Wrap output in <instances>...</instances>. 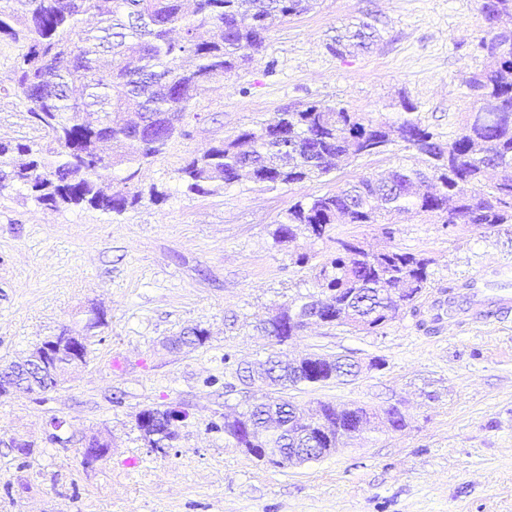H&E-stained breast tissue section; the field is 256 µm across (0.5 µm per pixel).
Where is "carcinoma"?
Returning a JSON list of instances; mask_svg holds the SVG:
<instances>
[{"label": "carcinoma", "instance_id": "cac0c4a2", "mask_svg": "<svg viewBox=\"0 0 512 512\" xmlns=\"http://www.w3.org/2000/svg\"><path fill=\"white\" fill-rule=\"evenodd\" d=\"M6 0L0 5V42L21 45L8 85L29 121L48 138L44 145L0 141V190L21 185L39 205L90 206L117 216L143 199L139 176L161 156L193 100L207 83L248 61L243 50L259 52L265 34L284 20L314 9L319 0ZM491 30L479 39L487 65L474 73L469 89L495 110L481 122L468 120L461 132L441 141L415 118L388 123L342 106L307 105L277 113L256 129L211 146L178 170L187 191L210 193L249 180L271 189L328 174L345 157L383 153L395 141L422 157L424 167L399 166L387 176H361L336 192L298 202L276 229L288 242L295 227L321 239L334 224H377L385 216L436 214L445 224L472 228L512 222V30L497 28L512 18V0H485ZM375 38L362 23L336 36L331 50L366 49ZM125 170L124 189L112 192V169ZM498 179L485 183L489 168ZM333 257L321 265L320 294L337 304L330 324L373 331L396 319L427 287L429 260L399 249L369 252L338 239ZM264 372L281 386L318 384L354 374L340 357L315 359L300 375L270 357ZM295 406L265 395L246 411L224 417V434L240 448L299 443L303 434L318 447L335 448L346 426L363 431L377 415L364 407L337 409L320 402L290 417ZM280 430L251 442L238 434L244 425Z\"/></svg>", "mask_w": 512, "mask_h": 512}]
</instances>
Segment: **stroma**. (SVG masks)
<instances>
[{
    "instance_id": "obj_1",
    "label": "stroma",
    "mask_w": 512,
    "mask_h": 512,
    "mask_svg": "<svg viewBox=\"0 0 512 512\" xmlns=\"http://www.w3.org/2000/svg\"><path fill=\"white\" fill-rule=\"evenodd\" d=\"M362 21L375 26V45L333 53L336 35ZM487 29L482 0H320L268 32L247 68L200 91L186 135L139 177L164 201L113 216L0 191V367L64 330L89 350L57 387L0 397V512H512V311L490 324L448 319L449 289L512 265V224L474 230L414 216L390 237L377 224H338L324 239L301 229L276 241L294 203L417 164L401 143L277 189L242 181L194 194L178 178L199 150L310 103L397 122L407 100L441 140L454 138L479 107L466 81L486 64L477 43ZM38 137L18 99L1 93L0 140ZM338 237L428 259L414 307L371 332L314 325L280 346L260 336V321L316 292L315 267ZM192 328L204 344L170 346ZM273 352L361 366L344 382L286 389L293 405H395L406 426L316 461L256 459L225 435L224 417L263 394L239 381L240 363ZM171 407L186 417L171 447L153 450L136 416ZM94 436L109 453L87 464Z\"/></svg>"
}]
</instances>
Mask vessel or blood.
<instances>
[{
    "mask_svg": "<svg viewBox=\"0 0 512 512\" xmlns=\"http://www.w3.org/2000/svg\"><path fill=\"white\" fill-rule=\"evenodd\" d=\"M504 268L481 271L467 278L461 292H449V306L466 302L465 316L472 322L487 323L512 309V290L498 287L499 278L505 277Z\"/></svg>",
    "mask_w": 512,
    "mask_h": 512,
    "instance_id": "b4317fda",
    "label": "vessel or blood"
}]
</instances>
